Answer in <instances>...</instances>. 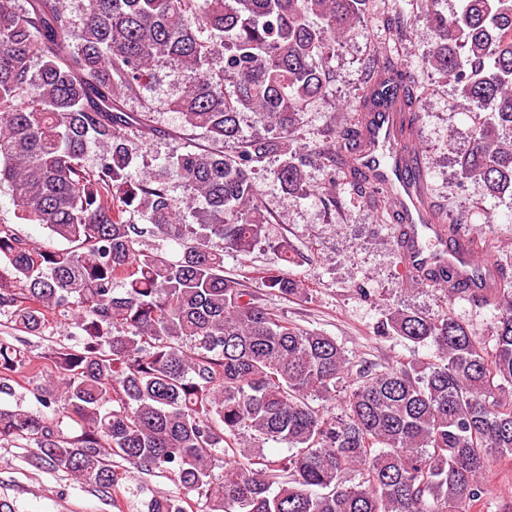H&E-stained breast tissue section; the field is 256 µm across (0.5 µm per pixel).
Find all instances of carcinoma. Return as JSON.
<instances>
[{
	"instance_id": "carcinoma-1",
	"label": "carcinoma",
	"mask_w": 512,
	"mask_h": 512,
	"mask_svg": "<svg viewBox=\"0 0 512 512\" xmlns=\"http://www.w3.org/2000/svg\"><path fill=\"white\" fill-rule=\"evenodd\" d=\"M376 0H0V184L20 218L73 247L44 249L0 226V315L35 334L70 310L78 348L49 350L54 379L37 387L44 410H0V443L30 449L38 469L118 492L125 462L162 474L146 512H471L487 504L483 475L512 457V277L491 295L448 270L428 283L435 313L386 305L381 336L431 356L353 370L335 338L303 329L224 275V255L248 257L267 238L259 179L300 200L325 172L320 200L342 206L348 184L375 222L395 212L338 161L362 144L367 111L401 97L399 134L419 139L414 72L391 56L367 67L343 123L302 142L300 120L333 94L328 59L362 33ZM419 67L456 90L471 118L456 156L461 180L512 200V0H420ZM169 63L187 74L163 106L181 117L183 151L152 168L155 107L128 108ZM252 115L255 131L240 119ZM96 168L84 164L91 148ZM142 158L138 178L129 172ZM270 157L278 165L266 169ZM190 195L177 200L171 182ZM448 237L458 218L431 204ZM176 242L182 257L136 248ZM265 286L301 298L300 280L268 270ZM122 291H117V287ZM460 297L498 311L493 345L448 312ZM44 366L0 340V391ZM76 425L60 430L59 419ZM285 442L290 454L264 445ZM221 473H215V469Z\"/></svg>"
}]
</instances>
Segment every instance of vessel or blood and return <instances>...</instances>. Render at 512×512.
I'll list each match as a JSON object with an SVG mask.
<instances>
[{
	"mask_svg": "<svg viewBox=\"0 0 512 512\" xmlns=\"http://www.w3.org/2000/svg\"><path fill=\"white\" fill-rule=\"evenodd\" d=\"M399 107V102L392 100L372 113L365 131L367 145L349 154L347 163L358 172L370 173L376 187L389 191L396 201L407 226L402 275L408 280L445 266L467 284L489 287L494 264L468 246L469 230H461L451 240L435 221L418 178L420 146L400 140L397 134Z\"/></svg>",
	"mask_w": 512,
	"mask_h": 512,
	"instance_id": "b4317fda",
	"label": "vessel or blood"
}]
</instances>
